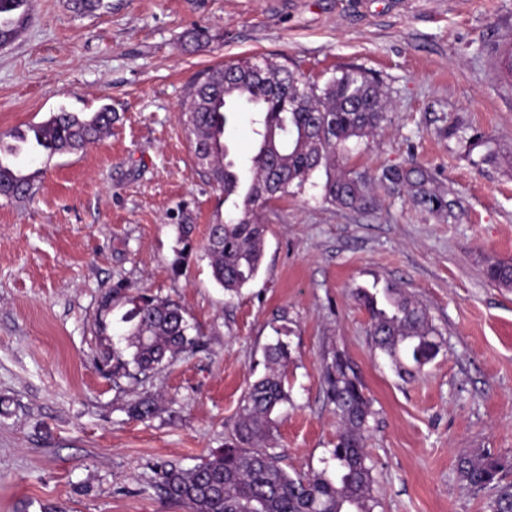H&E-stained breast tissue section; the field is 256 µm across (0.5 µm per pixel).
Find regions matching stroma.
<instances>
[{
  "instance_id": "obj_1",
  "label": "stroma",
  "mask_w": 512,
  "mask_h": 512,
  "mask_svg": "<svg viewBox=\"0 0 512 512\" xmlns=\"http://www.w3.org/2000/svg\"><path fill=\"white\" fill-rule=\"evenodd\" d=\"M29 0L0 45V132L50 113L109 107L86 150L36 158L31 194L0 197V512H188L156 489L222 448L264 349L285 334L292 404L269 442L286 471L321 469L336 442L322 368L353 363L377 412L367 441L375 512H485L493 489L460 480L457 457H512V0ZM208 42L192 47L189 32ZM267 57L317 84L366 70L387 99L345 167L374 180L417 167L440 209L401 185L372 204L327 203L324 174L265 211L256 279L225 295L200 250L224 198L180 122L194 80ZM194 225L182 274L176 227ZM182 305L203 348L148 378L112 379L96 316L116 282ZM401 288L446 341L424 375L399 378L371 345L357 288ZM150 396L152 419L130 418Z\"/></svg>"
}]
</instances>
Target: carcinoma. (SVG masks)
<instances>
[{
    "label": "carcinoma",
    "mask_w": 512,
    "mask_h": 512,
    "mask_svg": "<svg viewBox=\"0 0 512 512\" xmlns=\"http://www.w3.org/2000/svg\"><path fill=\"white\" fill-rule=\"evenodd\" d=\"M28 0H0V44L13 40ZM244 106L256 114L257 149L249 159L250 183L241 188L236 162L226 143L228 114ZM385 101L377 81L351 69L324 86L269 58L224 64L208 70L194 84L181 120L197 166L231 203L210 225L203 258L211 277L224 292L237 295L261 267L267 225L263 208L293 187H302L319 169L325 171L324 199L345 208L366 205L369 181L344 169L342 159L352 139L366 138L385 120ZM116 115L108 107L92 114L61 110L25 131L0 135V196L21 199L32 189L33 175L24 171L20 144H31L46 158L80 151L111 132ZM16 141L4 144V138ZM381 184L406 185L412 201L442 207L431 193L428 177L414 169L383 172ZM178 243L171 262L180 272L192 226L177 225ZM487 278L512 287V264L488 263ZM356 300L369 316L372 347L389 361L397 375L413 378L432 363L444 339L426 309L400 288L371 292L359 288ZM116 309L119 318H112ZM179 304L145 293L133 294L120 282L106 291L97 315L100 360L112 377L146 375L165 361L201 346L200 334ZM288 343L277 339L265 348L266 372L244 392L237 421L224 449L191 469L165 465L157 489L164 498L184 504L189 512H375L373 468L365 450L376 411L351 361L343 353L326 364L323 383L336 415L337 435L330 464L319 471L290 474L279 456L267 448L273 431L291 403L287 370ZM158 405L145 397L129 407L138 420L153 418ZM457 469L473 489L494 487L488 512H512V458L484 450L463 453Z\"/></svg>",
    "instance_id": "obj_1"
}]
</instances>
